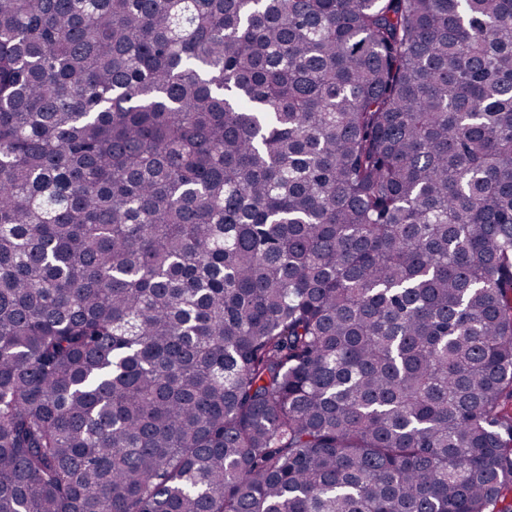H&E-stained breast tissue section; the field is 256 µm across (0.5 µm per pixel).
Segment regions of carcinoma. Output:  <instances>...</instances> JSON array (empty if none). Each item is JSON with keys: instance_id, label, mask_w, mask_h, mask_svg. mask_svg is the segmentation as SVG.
I'll return each mask as SVG.
<instances>
[{"instance_id": "obj_1", "label": "carcinoma", "mask_w": 512, "mask_h": 512, "mask_svg": "<svg viewBox=\"0 0 512 512\" xmlns=\"http://www.w3.org/2000/svg\"><path fill=\"white\" fill-rule=\"evenodd\" d=\"M0 512H512V0H0Z\"/></svg>"}]
</instances>
